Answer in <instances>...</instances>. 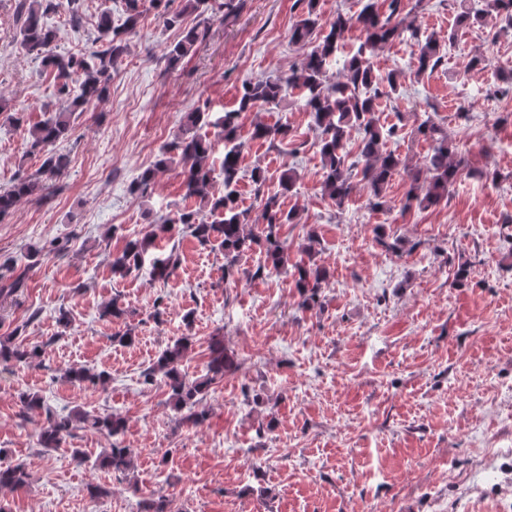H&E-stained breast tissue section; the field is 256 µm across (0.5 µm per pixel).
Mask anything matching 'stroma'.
I'll return each instance as SVG.
<instances>
[{
	"label": "stroma",
	"instance_id": "1",
	"mask_svg": "<svg viewBox=\"0 0 512 512\" xmlns=\"http://www.w3.org/2000/svg\"><path fill=\"white\" fill-rule=\"evenodd\" d=\"M303 9L302 0H233L196 52L171 67L168 49L198 17L189 12L170 26L163 4L146 0L102 99L73 114L52 147L66 161L56 191L0 219V274L26 273L17 297L0 302V337L39 349L28 366L0 363V463L31 475L27 487L0 491L7 512H140L154 494L169 499L171 512H495L512 491L504 473L489 474L478 492L466 486L484 448H512V91L502 80L512 72V26L501 18L467 28L457 23V0H402L406 23L418 37L443 40L445 58L416 74L418 38L407 36L373 58L380 72L407 74L380 114L397 129L386 150L422 165L431 144L414 129L429 118L465 160L440 205L404 209L402 173L384 210L371 209L360 185L343 207L323 198L318 131L298 93L260 115L288 126L283 143L251 140L243 121L241 206L260 223L254 167L266 170L272 192L283 170H296L297 192L280 203L300 220L281 237L292 262L328 269L320 306L301 308L292 274L256 276L263 250L242 255L228 279L223 251L188 235L157 239L139 273H112L127 240L185 204L180 161L157 165L181 137L185 113L233 110L244 81L300 65L321 41L316 32L309 45L291 42ZM104 11L113 25L126 20L125 0H83L77 25L65 8L48 13L56 51L96 50ZM19 40L14 0H0V190L40 167L28 130L57 107L49 70ZM476 57L480 65L471 66ZM151 167L154 181L132 190ZM474 169L486 178L471 177ZM53 240L61 251L43 254ZM35 248L39 256L28 259ZM172 251L174 275L155 280L151 262ZM464 262L469 275L460 281ZM115 298L123 315L102 316ZM63 313L69 325L59 324ZM126 329L134 343L113 341ZM181 336L191 340L189 377L204 374L215 336L239 363L211 386L199 425L181 423L165 387L142 378ZM72 366L107 379L72 383ZM25 392L39 393L43 409L23 414ZM75 411L124 417L130 470L98 465L113 441L103 432L77 429L60 447L41 445L48 413ZM76 448L86 461L73 457ZM95 486L105 495H90Z\"/></svg>",
	"mask_w": 512,
	"mask_h": 512
}]
</instances>
